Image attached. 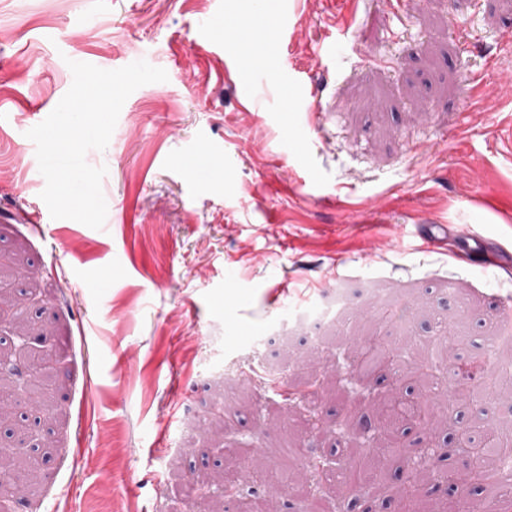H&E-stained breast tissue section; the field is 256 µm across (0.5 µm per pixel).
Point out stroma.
Returning a JSON list of instances; mask_svg holds the SVG:
<instances>
[{
	"label": "stroma",
	"instance_id": "1",
	"mask_svg": "<svg viewBox=\"0 0 512 512\" xmlns=\"http://www.w3.org/2000/svg\"><path fill=\"white\" fill-rule=\"evenodd\" d=\"M247 9L0 0V262H19L14 296L53 366L45 405L13 409L41 466L6 512H459L441 476L464 469L470 409L439 434L401 427L399 454L363 470L378 398L404 376L355 349L436 345L434 310L483 336L512 306V0H261V25L295 35L230 68L223 30ZM207 22L215 46L195 51ZM142 59L167 81L134 91L86 156L107 169L110 223L15 222L44 205L26 133L69 61ZM299 101L312 116L284 113ZM422 224L505 263L415 251ZM340 289L346 323L300 326ZM247 466L233 494L210 482Z\"/></svg>",
	"mask_w": 512,
	"mask_h": 512
}]
</instances>
